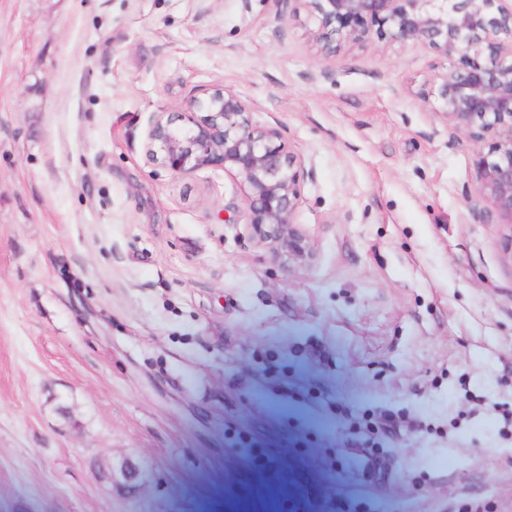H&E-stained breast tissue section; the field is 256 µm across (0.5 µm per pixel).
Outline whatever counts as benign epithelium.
I'll return each instance as SVG.
<instances>
[{"label":"benign epithelium","mask_w":512,"mask_h":512,"mask_svg":"<svg viewBox=\"0 0 512 512\" xmlns=\"http://www.w3.org/2000/svg\"><path fill=\"white\" fill-rule=\"evenodd\" d=\"M314 22L322 56L378 37L421 43L438 54L434 85L448 125L477 145L476 201L509 227L503 252L512 262V0H283ZM147 158L175 175L200 167L234 169L247 186L251 237L283 267L314 256L294 222L301 205V163L275 128L252 122L234 91L213 86L178 113L161 112L147 134Z\"/></svg>","instance_id":"7a95c632"}]
</instances>
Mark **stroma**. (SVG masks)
I'll list each match as a JSON object with an SVG mask.
<instances>
[{
	"instance_id": "1",
	"label": "stroma",
	"mask_w": 512,
	"mask_h": 512,
	"mask_svg": "<svg viewBox=\"0 0 512 512\" xmlns=\"http://www.w3.org/2000/svg\"><path fill=\"white\" fill-rule=\"evenodd\" d=\"M281 0H0V512H512V261L434 51ZM221 85L301 161L287 269L232 170L145 155ZM387 469L357 491L358 440ZM255 449L252 457L242 456ZM133 460L141 488L100 478Z\"/></svg>"
}]
</instances>
